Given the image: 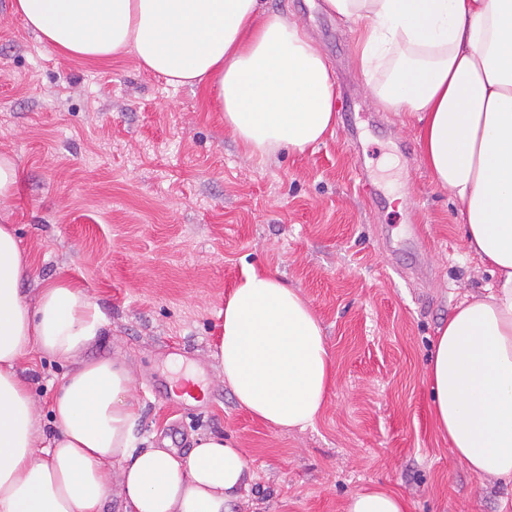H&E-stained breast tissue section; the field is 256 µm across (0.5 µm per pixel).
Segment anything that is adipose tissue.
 Segmentation results:
<instances>
[{
    "mask_svg": "<svg viewBox=\"0 0 512 512\" xmlns=\"http://www.w3.org/2000/svg\"><path fill=\"white\" fill-rule=\"evenodd\" d=\"M359 26L378 103L416 118L422 159L460 207L468 253L495 280L455 305L429 358L438 438L468 470L512 484V0H324ZM40 42L88 61L132 55L174 87L214 93L249 156L306 149L333 136L336 90L307 31L262 0H13ZM32 261L0 225V512H230L252 478L243 449L217 434L188 456L139 444L140 405L118 359H85L104 315L61 276L34 299ZM68 363L41 434L20 375L26 355ZM214 358L237 406L281 430L320 418L337 363L300 289L252 269L224 300ZM344 512H409L391 488L364 486Z\"/></svg>",
    "mask_w": 512,
    "mask_h": 512,
    "instance_id": "adipose-tissue-1",
    "label": "adipose tissue"
}]
</instances>
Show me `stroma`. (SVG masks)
Segmentation results:
<instances>
[{"label":"stroma","mask_w":512,"mask_h":512,"mask_svg":"<svg viewBox=\"0 0 512 512\" xmlns=\"http://www.w3.org/2000/svg\"><path fill=\"white\" fill-rule=\"evenodd\" d=\"M0 0V152L21 169L0 224L37 278L66 274L107 323L86 358L127 364L136 431L188 455L224 435L254 475L233 512H344L382 484L409 512H499L512 490L473 475L437 438L426 361L435 330L492 282L467 256L458 206L424 166L416 129L383 111L353 23L323 0H265L327 56L336 130L304 151L250 157L203 90L174 88L129 55L89 63L45 47ZM404 196L397 206L395 196ZM279 273L318 312L337 384L315 426L269 427L238 408L215 359L224 299L250 268ZM40 405L67 364L30 354ZM194 370L191 406L170 382Z\"/></svg>","instance_id":"35a3bbf8"}]
</instances>
